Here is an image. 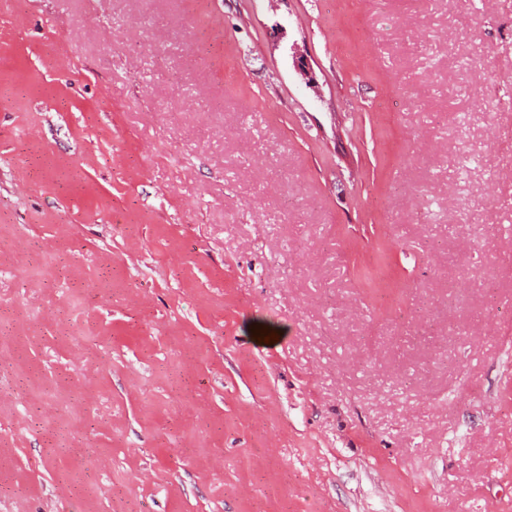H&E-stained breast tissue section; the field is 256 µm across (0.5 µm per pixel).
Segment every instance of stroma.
<instances>
[{
    "instance_id": "35a3bbf8",
    "label": "stroma",
    "mask_w": 512,
    "mask_h": 512,
    "mask_svg": "<svg viewBox=\"0 0 512 512\" xmlns=\"http://www.w3.org/2000/svg\"><path fill=\"white\" fill-rule=\"evenodd\" d=\"M1 340L0 512H512V0H0Z\"/></svg>"
}]
</instances>
